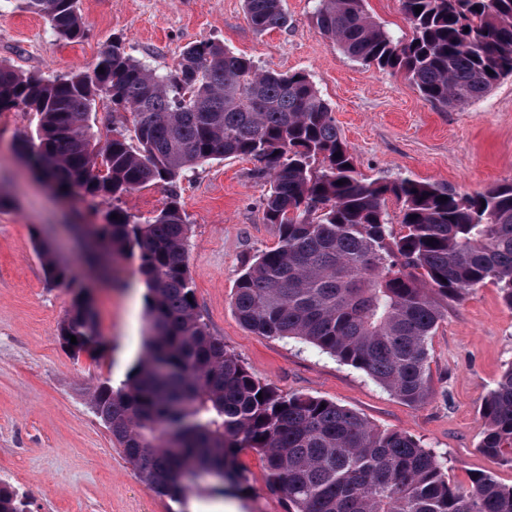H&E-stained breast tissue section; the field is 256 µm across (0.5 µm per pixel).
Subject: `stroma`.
<instances>
[{"mask_svg": "<svg viewBox=\"0 0 512 512\" xmlns=\"http://www.w3.org/2000/svg\"><path fill=\"white\" fill-rule=\"evenodd\" d=\"M317 6L318 0H283L287 27L260 33L243 0H78L86 36L69 42L19 0H0V61L53 79L92 67L101 49L119 39L162 71L189 44L215 40L262 69L308 73L365 179L410 176L463 194L512 181V76L473 103L432 105L403 73L332 47L313 22ZM37 124L36 113L24 109L0 112V482L23 493L29 512H169L170 501L113 448L90 404L95 387L124 378L141 352L147 289L133 261L113 265L108 288L79 263L77 226L102 221L107 208L63 204L18 165L11 147L33 137ZM254 169L247 158L217 159L177 183L191 227L189 273L209 332L282 393L322 397L379 428L410 433L441 457L455 483L468 485L471 473L489 471L512 486V468L479 450L480 406L512 365V308L496 286L449 302L428 342L431 395L418 406L305 341L254 335L232 306L235 284L248 263L279 242L276 227L263 219L268 186ZM36 230L91 290L105 339L96 358L72 359L58 341L71 295L46 281ZM240 459L250 471L248 491L202 480L189 512H218L232 497L244 512H285L267 487L259 455L245 448Z\"/></svg>", "mask_w": 512, "mask_h": 512, "instance_id": "stroma-1", "label": "stroma"}]
</instances>
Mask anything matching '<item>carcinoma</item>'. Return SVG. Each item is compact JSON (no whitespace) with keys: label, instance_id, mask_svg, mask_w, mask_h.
Listing matches in <instances>:
<instances>
[{"label":"carcinoma","instance_id":"obj_1","mask_svg":"<svg viewBox=\"0 0 512 512\" xmlns=\"http://www.w3.org/2000/svg\"><path fill=\"white\" fill-rule=\"evenodd\" d=\"M22 5L64 39L85 36L76 0ZM401 5L411 28L404 40L376 22L364 0H319L314 22L348 57L403 72L434 104H468L512 75V0ZM244 6L260 32L287 24L282 0ZM99 104L129 113L132 129L92 132ZM16 107L38 116L21 155L62 195L109 203L148 184L171 187L166 207L144 223L114 205L105 223L87 226L112 255L137 262L147 288L143 354L124 379L100 383L90 403L156 495L185 512L192 489L179 474L187 465L217 469L244 492L239 453L251 448L288 512H512V486L494 474L455 484L410 434L255 378L197 313L190 224L176 192L196 165L256 161L270 184L263 218L279 243L237 280L240 323L258 336L301 339L418 406L431 394L427 344L445 316L442 303L490 282L512 309V182L468 195L409 177L369 181L306 74L265 71L216 41L187 47L164 73L119 41L91 69L53 81L0 62V112ZM388 195L403 204L398 233L384 208ZM34 244L45 279L71 292L59 341L74 357L95 355L104 337L84 304L86 286L49 241ZM480 413V451L512 468V365ZM27 506L0 485V512Z\"/></svg>","mask_w":512,"mask_h":512}]
</instances>
